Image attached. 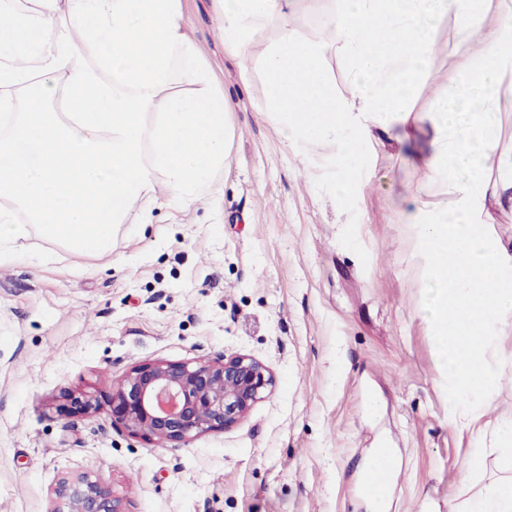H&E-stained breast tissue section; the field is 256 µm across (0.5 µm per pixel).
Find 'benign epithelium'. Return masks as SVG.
<instances>
[{
    "label": "benign epithelium",
    "mask_w": 512,
    "mask_h": 512,
    "mask_svg": "<svg viewBox=\"0 0 512 512\" xmlns=\"http://www.w3.org/2000/svg\"><path fill=\"white\" fill-rule=\"evenodd\" d=\"M270 369L247 354L194 366L154 361L138 365L112 388V423L133 436L174 445L239 423L272 390ZM53 512H123L109 485L88 475L61 480Z\"/></svg>",
    "instance_id": "benign-epithelium-1"
}]
</instances>
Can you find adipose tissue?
<instances>
[{"mask_svg":"<svg viewBox=\"0 0 512 512\" xmlns=\"http://www.w3.org/2000/svg\"><path fill=\"white\" fill-rule=\"evenodd\" d=\"M225 51L248 61L265 32V110L284 137L328 139L344 158L378 128L405 140L409 101L440 51L437 24L454 17L452 54L468 69L430 118V178L455 194L427 213L420 248L432 260L424 309L448 376V421L471 426L506 368L486 359V329L512 312V253L477 221L487 194L512 201V156L490 182L496 85L512 69V12L494 0H337L333 39H302L288 24L297 0H216ZM14 17L0 0V245L30 229L88 256L112 250L117 225L147 223L153 208L191 207L213 191L228 152L223 92L190 40L179 0H31ZM495 15L476 39L473 25ZM342 51L352 92L337 101L323 60ZM455 512H512V475L485 485Z\"/></svg>","mask_w":512,"mask_h":512,"instance_id":"obj_1","label":"adipose tissue"}]
</instances>
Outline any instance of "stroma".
I'll use <instances>...</instances> for the list:
<instances>
[{
  "instance_id": "stroma-1",
  "label": "stroma",
  "mask_w": 512,
  "mask_h": 512,
  "mask_svg": "<svg viewBox=\"0 0 512 512\" xmlns=\"http://www.w3.org/2000/svg\"><path fill=\"white\" fill-rule=\"evenodd\" d=\"M190 39L232 104L213 193L122 224L104 258L31 231L0 262V512H51L64 477L109 484L124 512H370L360 490L377 447L397 457L388 512H450L505 476L494 451L512 415V331L490 356L510 366L474 430L448 423L447 380L421 317L429 279L422 213L454 195L429 178L426 125L400 142L373 131L345 163L328 142L285 140L225 53L213 0H180ZM331 0H299L289 23L330 41ZM454 66L434 62L411 101L436 111ZM245 353L273 391L235 426L176 447L112 424V386L157 360ZM95 397L85 415L71 397ZM481 471L462 480L472 455Z\"/></svg>"
}]
</instances>
